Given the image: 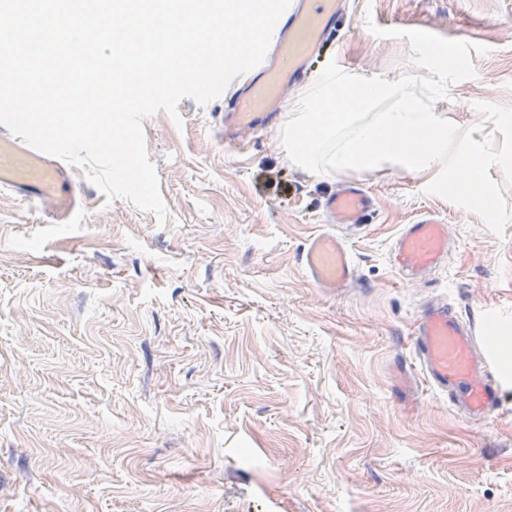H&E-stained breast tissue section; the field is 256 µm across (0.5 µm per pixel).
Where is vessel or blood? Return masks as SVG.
<instances>
[{
	"mask_svg": "<svg viewBox=\"0 0 512 512\" xmlns=\"http://www.w3.org/2000/svg\"><path fill=\"white\" fill-rule=\"evenodd\" d=\"M342 0H293L274 30L275 51L259 64L252 79L221 119L236 136L266 125L281 110L284 90L305 75L313 49L333 31ZM0 190L36 206L48 223L67 224L78 214L83 193L74 169L61 159L37 150L0 125ZM324 209L334 223L357 224L373 210V201L356 185L345 184L327 198ZM396 268L419 278L448 257V226L425 214L404 225L392 252ZM312 282L336 291L353 286L357 268L344 241L333 234L312 237L301 253ZM415 365L430 389L446 394L465 419L476 422L499 412L503 389L491 377V355L475 344V325L460 319L453 306L429 304L412 336Z\"/></svg>",
	"mask_w": 512,
	"mask_h": 512,
	"instance_id": "obj_1",
	"label": "vessel or blood"
}]
</instances>
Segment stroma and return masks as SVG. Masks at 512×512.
Here are the masks:
<instances>
[{
	"label": "stroma",
	"instance_id": "35a3bbf8",
	"mask_svg": "<svg viewBox=\"0 0 512 512\" xmlns=\"http://www.w3.org/2000/svg\"><path fill=\"white\" fill-rule=\"evenodd\" d=\"M370 20L486 46L435 110L490 135L475 105L512 104V0H349L316 69L398 79L409 42ZM241 86L143 119L166 220L81 172L71 224L0 195V512H512V222L494 233L427 193L432 172L311 173L279 123L225 147ZM343 182L377 203L360 226L324 221ZM423 214L449 258L406 281L393 243ZM322 232L350 249L353 287L300 265ZM435 301L501 354L498 416L467 422L407 374Z\"/></svg>",
	"mask_w": 512,
	"mask_h": 512
}]
</instances>
